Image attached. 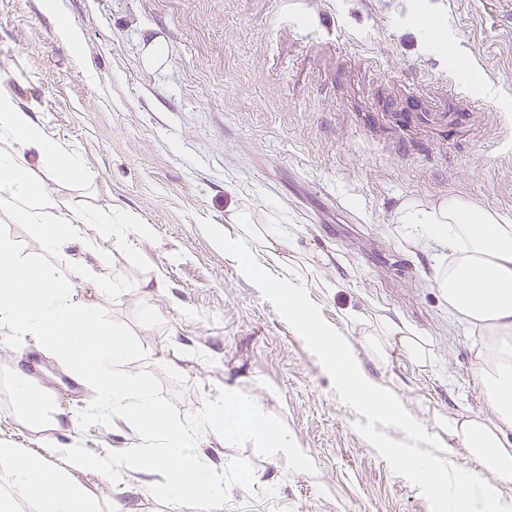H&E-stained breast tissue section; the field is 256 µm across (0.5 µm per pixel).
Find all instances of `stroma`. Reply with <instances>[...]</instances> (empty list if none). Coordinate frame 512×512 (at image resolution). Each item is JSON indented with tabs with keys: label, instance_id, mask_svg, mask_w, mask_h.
I'll return each mask as SVG.
<instances>
[{
	"label": "stroma",
	"instance_id": "stroma-1",
	"mask_svg": "<svg viewBox=\"0 0 512 512\" xmlns=\"http://www.w3.org/2000/svg\"><path fill=\"white\" fill-rule=\"evenodd\" d=\"M418 0H60L82 35L56 34L43 0H0V87L75 152L82 181H47L76 211H130L150 236L120 228L86 238L107 266L70 282L75 301L107 310L135 333L146 356L129 363L161 381L180 416L230 387L279 417L315 465L291 470L252 444L208 431L204 461L224 471L249 462L254 488L232 485L224 512H431L419 489L396 475L356 429L358 414L330 375L239 262L204 233L208 219L231 238L243 223L277 224L287 248L253 256L281 278L302 281L325 321L349 343L362 372L389 388L443 445L442 459L494 483L443 422L491 417L476 378L480 328L455 318L434 284L448 251L398 222L416 201L451 196L512 219V0H429L447 20L451 48L473 61L498 95L477 92L427 46L411 17ZM160 38L163 66L147 67L144 47ZM475 105L468 125L449 131L446 78ZM429 97L415 122H397L407 92ZM124 276L111 299L93 277ZM160 278L158 288L142 284ZM157 323L146 327L142 312ZM419 337L429 352L409 358L387 327ZM39 363L35 378L68 411L93 391L34 342L7 346ZM0 440L41 450L83 444L94 453L137 444L129 424L69 431L21 425L0 380ZM103 512H175L146 491L158 473L113 483L75 474Z\"/></svg>",
	"mask_w": 512,
	"mask_h": 512
}]
</instances>
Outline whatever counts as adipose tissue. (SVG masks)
Wrapping results in <instances>:
<instances>
[{
    "mask_svg": "<svg viewBox=\"0 0 512 512\" xmlns=\"http://www.w3.org/2000/svg\"><path fill=\"white\" fill-rule=\"evenodd\" d=\"M35 150L43 176L32 175L25 155ZM78 161L50 139L30 114L0 91V212L29 225L41 249L51 254L83 239V227L98 225L112 232V215L73 214L46 188V180L82 178ZM410 225L442 243L451 260L438 267L435 285L449 312L471 325L493 330L489 362L478 377L494 416L459 415L447 421L448 435L495 475L498 484H512V442L504 430L512 427V221L456 196L427 209L408 203L399 214ZM17 418L31 429L61 428L71 416L35 381L15 372L10 383Z\"/></svg>",
    "mask_w": 512,
    "mask_h": 512,
    "instance_id": "obj_1",
    "label": "adipose tissue"
}]
</instances>
